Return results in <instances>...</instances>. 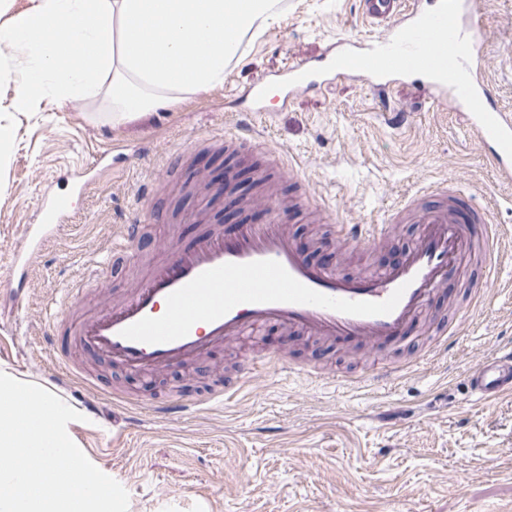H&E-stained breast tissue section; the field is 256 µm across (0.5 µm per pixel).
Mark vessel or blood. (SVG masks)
I'll return each mask as SVG.
<instances>
[{"instance_id":"vessel-or-blood-1","label":"vessel or blood","mask_w":512,"mask_h":512,"mask_svg":"<svg viewBox=\"0 0 512 512\" xmlns=\"http://www.w3.org/2000/svg\"><path fill=\"white\" fill-rule=\"evenodd\" d=\"M362 14L378 29L364 39L346 35L312 62H291L263 74L246 89L253 115L267 112L270 91L290 105L304 91L359 79L382 111H392L389 91L409 74L419 76L431 104H453L492 161L498 178L512 182V113L502 110L484 77L486 28L479 0H362ZM433 205L413 198L403 215L422 224L418 242L395 265L374 276H341L311 263L280 224H241L233 234L214 230L189 249L171 252L128 297L103 314L74 319L84 292L75 283L47 344L60 375L74 373L66 349L76 344L130 372L168 369L206 359L224 342L278 326L341 344L388 345L405 340L411 324L448 278L461 272L473 243H481L487 271L495 269L493 241L500 230L486 210L466 203L452 184L433 187ZM68 199L44 198L39 221L25 225L6 275L21 297L28 267L45 241L72 223ZM385 224H340L337 238L358 246L384 241ZM248 362L226 378L216 398L237 393L259 369ZM387 367L357 380L374 389L401 378ZM467 388L478 401L512 395V345L499 347L471 367ZM205 403L190 386L154 404L173 415Z\"/></svg>"}]
</instances>
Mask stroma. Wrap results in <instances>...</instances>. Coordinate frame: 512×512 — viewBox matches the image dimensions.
<instances>
[{
    "instance_id": "stroma-1",
    "label": "stroma",
    "mask_w": 512,
    "mask_h": 512,
    "mask_svg": "<svg viewBox=\"0 0 512 512\" xmlns=\"http://www.w3.org/2000/svg\"><path fill=\"white\" fill-rule=\"evenodd\" d=\"M277 19L245 39L223 85L121 125L107 119L103 100L47 96L35 112L10 105L27 61L18 56L0 76V114L14 137L0 158V273L20 241L22 225L38 220L42 196L70 199L78 221L45 242L34 261L25 299L15 304L0 281V370L44 384L87 410L76 435L89 460L128 492V512H512V396L475 401L465 372L496 346L512 344V184L497 180L483 149L451 106L426 109L420 85L395 84L396 117L387 120L371 89L337 82L294 100L263 121L247 116L240 92L263 72L319 57L342 34L368 37L359 0H281ZM488 24L484 75L500 106L512 112V0H480ZM204 136L244 137L250 147L219 155ZM119 147L110 169L93 172L87 193H71L81 167ZM277 160L280 201L307 192L326 204L328 224L291 210L285 226L313 263L343 274L374 275L412 248L421 225L401 221L367 249L344 248L329 224H380L387 209L432 182H452L491 212L501 227L493 245L496 271L485 281L483 261L468 256L463 272L430 299L403 343L382 348L338 345L278 328L242 336L211 358L165 373L132 374L72 347L84 379L57 383L47 331L71 283L89 264L100 282L87 286L82 312L95 315L139 286L174 248L190 247L209 226L224 230L266 223L269 211L248 205L261 186L260 168ZM223 168L230 194L183 197L187 177L208 181ZM153 212L127 260L109 266L112 238ZM495 291L477 302L479 288ZM467 328L447 358L418 359L443 328ZM274 352L329 369L327 379L264 369L239 393L184 414L159 416L144 403L161 401L180 384L206 394L243 360ZM408 363L387 390H360L362 372ZM140 404L130 412V404Z\"/></svg>"
}]
</instances>
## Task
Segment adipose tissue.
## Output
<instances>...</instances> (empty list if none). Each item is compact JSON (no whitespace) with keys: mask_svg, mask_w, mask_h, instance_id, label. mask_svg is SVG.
Instances as JSON below:
<instances>
[{"mask_svg":"<svg viewBox=\"0 0 512 512\" xmlns=\"http://www.w3.org/2000/svg\"><path fill=\"white\" fill-rule=\"evenodd\" d=\"M279 0H0V45L31 66L12 100L108 99L114 124L224 80L243 39L274 18Z\"/></svg>","mask_w":512,"mask_h":512,"instance_id":"1","label":"adipose tissue"}]
</instances>
